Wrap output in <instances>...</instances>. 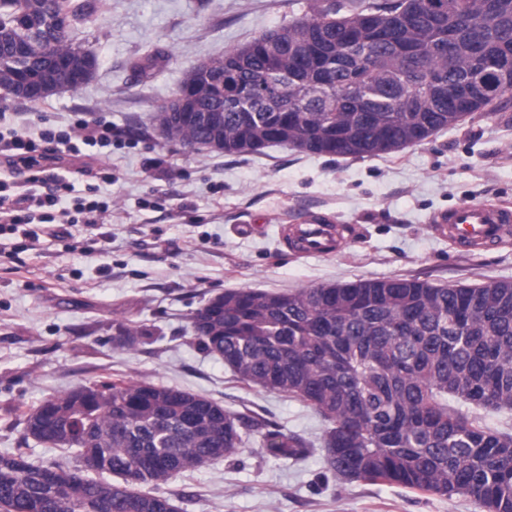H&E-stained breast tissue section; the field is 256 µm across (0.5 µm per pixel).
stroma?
Here are the masks:
<instances>
[{
    "mask_svg": "<svg viewBox=\"0 0 512 512\" xmlns=\"http://www.w3.org/2000/svg\"><path fill=\"white\" fill-rule=\"evenodd\" d=\"M70 30L94 51V78L32 104L0 95L16 124L112 123L96 158L49 160L75 194L95 187L110 223H79L0 254V454L20 431L3 413L89 381L123 376L254 413L311 442L282 459L250 437L240 452L162 485L180 512H481L466 494L343 481L321 449L326 424L306 403L237 379L191 336V314L228 288L276 292L414 277L438 284L512 281V243L461 250L428 228L464 203L512 204V108L477 112L424 142L374 157L316 156L274 146L228 155L166 141L153 122L187 71L293 22L305 0H94ZM157 64L144 68L146 58ZM111 168V183L99 171ZM342 239L329 257L282 249L277 227L309 217ZM144 325L152 343L117 348L116 323Z\"/></svg>",
    "mask_w": 512,
    "mask_h": 512,
    "instance_id": "1",
    "label": "stroma"
}]
</instances>
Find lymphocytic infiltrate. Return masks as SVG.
<instances>
[{"label":"lymphocytic infiltrate","mask_w":512,"mask_h":512,"mask_svg":"<svg viewBox=\"0 0 512 512\" xmlns=\"http://www.w3.org/2000/svg\"><path fill=\"white\" fill-rule=\"evenodd\" d=\"M48 144L60 155H78L87 147L106 148L112 144V124L103 118H80L64 129L45 127L36 139L14 128L0 132V155L32 171L29 187L22 193L14 192L11 182L0 179V236L18 233L32 242L44 234L53 237L57 225L71 223L75 212L83 214L88 224H102L108 219L107 208L95 201L80 200L67 207L71 184L66 177L36 176Z\"/></svg>","instance_id":"f902f5d3"}]
</instances>
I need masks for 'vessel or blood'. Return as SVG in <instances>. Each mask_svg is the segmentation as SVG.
Instances as JSON below:
<instances>
[{"label":"vessel or blood","instance_id":"1","mask_svg":"<svg viewBox=\"0 0 512 512\" xmlns=\"http://www.w3.org/2000/svg\"><path fill=\"white\" fill-rule=\"evenodd\" d=\"M432 229L465 251L491 247L512 234V208L463 204L438 216ZM278 237L283 247L301 257L328 255L337 248L335 225L316 220L280 225Z\"/></svg>","mask_w":512,"mask_h":512}]
</instances>
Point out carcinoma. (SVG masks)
I'll return each mask as SVG.
<instances>
[{
  "label": "carcinoma",
  "mask_w": 512,
  "mask_h": 512,
  "mask_svg": "<svg viewBox=\"0 0 512 512\" xmlns=\"http://www.w3.org/2000/svg\"><path fill=\"white\" fill-rule=\"evenodd\" d=\"M484 23L479 0H307L302 17L194 65L182 106L154 116L171 142L224 154L270 146L372 157L419 144L479 110L487 65L512 79V0ZM38 21L45 42L25 21ZM279 47L276 72L260 51ZM84 49L57 34L52 0L0 3V92L35 102L27 85L77 90ZM247 99L226 105L223 80ZM189 330L242 382L305 402L327 423L322 450L348 481L472 496L483 512H512V433L484 414L512 411V282L441 285L417 278L356 280L273 292L228 289L207 300ZM153 332L119 324L116 346ZM472 405L467 416L448 403ZM20 406V448L0 456L4 512H178L138 486L232 457L256 433L273 455L298 460L311 443L256 414L199 394L117 377ZM73 451V467L35 462L29 440ZM87 478L80 502L68 489Z\"/></svg>",
  "instance_id": "1"
}]
</instances>
